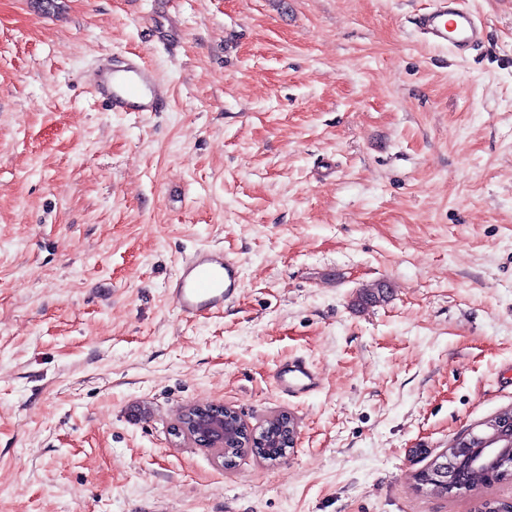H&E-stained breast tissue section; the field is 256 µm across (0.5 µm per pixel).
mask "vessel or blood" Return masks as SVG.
<instances>
[{"label":"vessel or blood","instance_id":"obj_1","mask_svg":"<svg viewBox=\"0 0 512 512\" xmlns=\"http://www.w3.org/2000/svg\"><path fill=\"white\" fill-rule=\"evenodd\" d=\"M413 24L426 41L463 56L486 38L484 26L464 0H437L433 9L415 15ZM93 87L108 111L159 112L169 89L141 56L104 57L93 75ZM242 286V263L224 250L202 248L186 257L168 288L179 312L193 319L223 310ZM276 387L290 396L317 391L320 379L312 364L295 357L281 362L274 374Z\"/></svg>","mask_w":512,"mask_h":512}]
</instances>
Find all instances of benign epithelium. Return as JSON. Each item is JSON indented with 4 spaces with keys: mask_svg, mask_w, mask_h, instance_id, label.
Here are the masks:
<instances>
[{
    "mask_svg": "<svg viewBox=\"0 0 512 512\" xmlns=\"http://www.w3.org/2000/svg\"><path fill=\"white\" fill-rule=\"evenodd\" d=\"M285 447L296 445V425L289 414L279 419ZM171 435L186 438L202 448H228L245 442L250 447L261 445L254 428L248 426L239 414L219 404L188 407L171 428ZM487 450L488 461L512 465V416L504 415L488 427L467 430L452 442L455 448H470L473 444Z\"/></svg>",
    "mask_w": 512,
    "mask_h": 512,
    "instance_id": "benign-epithelium-1",
    "label": "benign epithelium"
}]
</instances>
